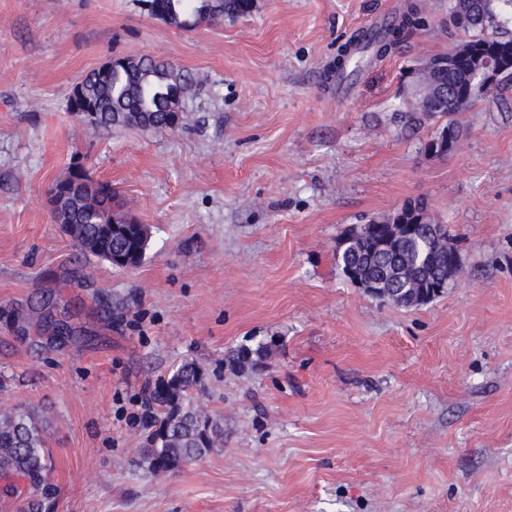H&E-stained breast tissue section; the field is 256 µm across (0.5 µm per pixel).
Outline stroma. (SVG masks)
Wrapping results in <instances>:
<instances>
[{"label":"stroma","instance_id":"stroma-1","mask_svg":"<svg viewBox=\"0 0 512 512\" xmlns=\"http://www.w3.org/2000/svg\"><path fill=\"white\" fill-rule=\"evenodd\" d=\"M423 24L348 86L368 22ZM464 34L448 0H255L192 30L139 0H0V409L49 422L51 467L0 512H512V84L457 113L442 158L398 118L408 70ZM198 81L188 125L97 129L65 95L113 57ZM148 225L143 263L76 252L49 189L72 164ZM446 225L462 270L404 309L355 288L336 246L406 201ZM274 340L263 369L228 351ZM208 372L224 445L142 464L144 392Z\"/></svg>","mask_w":512,"mask_h":512}]
</instances>
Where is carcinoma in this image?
I'll return each instance as SVG.
<instances>
[{
    "label": "carcinoma",
    "mask_w": 512,
    "mask_h": 512,
    "mask_svg": "<svg viewBox=\"0 0 512 512\" xmlns=\"http://www.w3.org/2000/svg\"><path fill=\"white\" fill-rule=\"evenodd\" d=\"M149 14L159 8L172 11L191 24L203 20L217 22L251 14L255 0H142ZM512 9V0H449L453 24L466 40L446 55L432 57L412 72L413 80L424 86L442 84L449 98H419L401 113L411 127L446 118L425 144V152L435 157L448 153L442 134H459L450 117L463 112L476 100L471 90L472 72L489 57L506 61L512 56V37L492 32L497 22V5ZM420 24L414 8L393 23L366 33L353 49V69L365 55L380 56L400 43ZM110 77L88 72L80 81L83 97L99 116L98 128L153 127L170 129L171 118L186 125L188 102L195 94L196 77L187 69L148 55L126 58ZM60 220L73 225L67 231L72 246L82 255L112 261L124 259L123 267L136 268L149 247L146 225L115 210L114 194L108 184H98L81 194L65 197L60 204ZM341 270L352 268L362 277L381 283L392 291L390 303L404 307L424 306L442 296L437 287H447L461 272L459 254L448 256V230L435 222L424 202L400 208L358 224L351 229L350 242L336 249ZM272 346L258 342L228 353L224 362L235 371L259 368ZM207 372L195 361H184L145 391L148 406L145 426L144 463L157 476L173 474L224 445V421L201 407ZM48 425L38 413L21 407L0 412V494L19 493L22 481H41L46 471Z\"/></svg>",
    "instance_id": "cac0c4a2"
}]
</instances>
